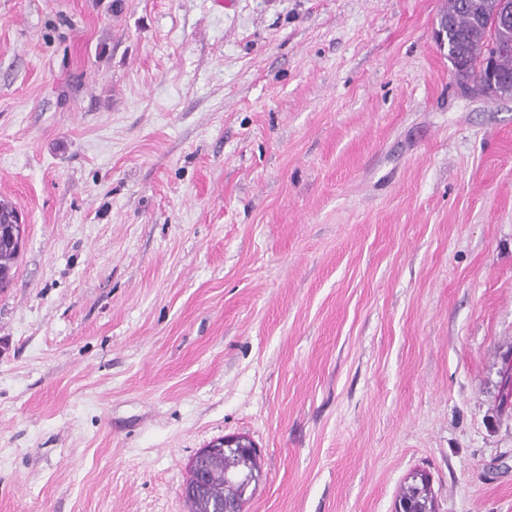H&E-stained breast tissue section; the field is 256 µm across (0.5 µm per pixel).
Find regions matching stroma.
I'll list each match as a JSON object with an SVG mask.
<instances>
[{"mask_svg":"<svg viewBox=\"0 0 512 512\" xmlns=\"http://www.w3.org/2000/svg\"><path fill=\"white\" fill-rule=\"evenodd\" d=\"M448 0H0V512H512V98ZM502 0H448L442 16L433 30L434 41L445 44L448 61L461 85L472 84L485 92L493 91L494 72L512 77V46L503 44L498 27ZM473 5L475 9L473 10ZM492 64L486 73L487 64ZM494 69V70H493ZM16 210L7 202H0V288H6L14 277L19 252L6 237L8 229H15ZM252 446L249 440L243 436L229 435L202 450L201 453H208L227 448L224 453H217L201 459H198L197 456L193 461L190 472L196 465L207 474L199 473L197 479L199 481H206L208 477L209 479L196 492L185 495L190 503L191 512H237L236 505L224 504V498L234 504L236 501L246 503L248 497H252L260 476L257 463L258 450L252 454L245 449H237L251 448ZM239 475L256 477L249 496H246L248 490L243 489L238 492V487L233 489L232 485L226 482V477ZM223 506L224 511H221ZM397 509L402 512H434V498L429 478L424 474L413 476V481L401 493Z\"/></svg>","mask_w":512,"mask_h":512,"instance_id":"stroma-1","label":"stroma"}]
</instances>
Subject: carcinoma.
Returning a JSON list of instances; mask_svg holds the SVG:
<instances>
[{
	"instance_id": "obj_1",
	"label": "carcinoma",
	"mask_w": 512,
	"mask_h": 512,
	"mask_svg": "<svg viewBox=\"0 0 512 512\" xmlns=\"http://www.w3.org/2000/svg\"><path fill=\"white\" fill-rule=\"evenodd\" d=\"M502 0H448L443 16L448 18L445 39L448 62L456 79L463 85L473 84L485 92L493 91L494 83L486 77L487 64L501 77H512V46L505 47L498 27ZM16 210L0 202V288L7 287L13 277L19 252L12 247L6 231L14 228ZM193 464L208 475V481L196 492L186 495L191 512H221L224 501L245 502L247 491L226 482L239 475L260 476L257 454L228 448ZM401 512H434V498L429 478L424 474L413 481L398 499Z\"/></svg>"
}]
</instances>
